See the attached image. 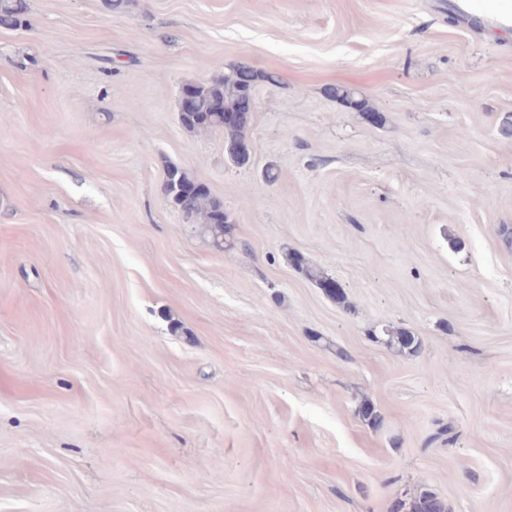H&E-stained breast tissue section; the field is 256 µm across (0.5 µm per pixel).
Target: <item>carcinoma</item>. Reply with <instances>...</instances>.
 <instances>
[{
  "instance_id": "1",
  "label": "carcinoma",
  "mask_w": 512,
  "mask_h": 512,
  "mask_svg": "<svg viewBox=\"0 0 512 512\" xmlns=\"http://www.w3.org/2000/svg\"><path fill=\"white\" fill-rule=\"evenodd\" d=\"M27 15V0H0V27H21L26 24ZM260 80L274 82L276 76L260 74L248 66H235L220 78L194 84L195 101L192 109L180 112L182 125L193 131L224 132L225 148L231 159L239 165L246 164L250 155L242 153V148L249 146L246 132L252 119V113L246 111V103L254 100V89ZM329 94L364 112L371 119H378L377 113L368 108L366 101L355 98L350 90L335 88L329 90ZM226 112L238 115V119L230 124L224 123ZM193 184L195 181L186 171L178 167L167 169L165 191L168 197L187 218L202 224L204 233L214 246L222 248L234 238V226L229 218L222 221L217 218L218 212L223 210V201L202 186L193 194L186 193L185 187ZM288 259L328 297L339 304L346 302L343 289L321 267L310 264L295 253L288 254ZM383 335L384 342L398 351L414 348V336L402 328H386ZM391 512H446V507L436 493L424 490L408 503L403 500L394 502Z\"/></svg>"
}]
</instances>
